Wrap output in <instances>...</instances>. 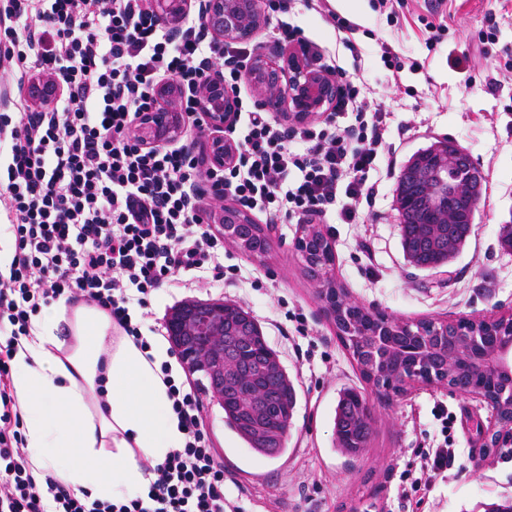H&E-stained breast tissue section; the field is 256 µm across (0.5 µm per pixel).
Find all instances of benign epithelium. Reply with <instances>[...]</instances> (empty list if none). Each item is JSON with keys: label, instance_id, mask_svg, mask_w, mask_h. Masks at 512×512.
<instances>
[{"label": "benign epithelium", "instance_id": "1", "mask_svg": "<svg viewBox=\"0 0 512 512\" xmlns=\"http://www.w3.org/2000/svg\"><path fill=\"white\" fill-rule=\"evenodd\" d=\"M155 16L173 33L180 34L184 17L197 10L202 34L212 41L248 42L261 28L263 15L259 0H149ZM242 78L253 88L255 106L263 112H276L293 125H304L333 110L340 94L336 76L323 64L318 50L304 41L272 42L256 47L249 62L241 67ZM183 89L169 80L156 89L155 103L142 112L136 134L142 144L158 147L177 142L183 135L180 103ZM195 108L208 127V139L201 144L198 159L203 169L215 171L233 162L236 142L224 135L232 129L238 110L236 95L224 83L222 66L209 72L204 92ZM483 176L460 151L439 144L412 158L402 171L397 204L404 224H472L481 198ZM214 223L252 224L250 214L221 203L211 209ZM329 283L316 285L322 315L336 322L339 310H363L339 287L335 274ZM180 315L181 332L170 337L186 371L202 374L216 404L232 401L244 415L248 431L263 439L275 433L272 418L265 409L269 392L277 385L283 369L279 359L268 357L259 378L245 373L232 342L261 334L250 311L234 301L184 303ZM411 332L408 323L387 319L376 331L385 348V359H402V349L394 337ZM448 371L491 375L512 380V333L493 346L483 347L474 340L444 350ZM465 396L482 399L492 409L494 427L490 447L512 443V403L509 408L489 401L484 393L455 389Z\"/></svg>", "mask_w": 512, "mask_h": 512}]
</instances>
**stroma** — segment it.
I'll list each match as a JSON object with an SVG mask.
<instances>
[{
	"label": "stroma",
	"mask_w": 512,
	"mask_h": 512,
	"mask_svg": "<svg viewBox=\"0 0 512 512\" xmlns=\"http://www.w3.org/2000/svg\"><path fill=\"white\" fill-rule=\"evenodd\" d=\"M331 5L356 24L360 61H353L312 0H288L280 22H265L245 48L251 53L257 44L284 40V26L296 27L326 66L346 69L368 111L388 114L391 150L373 175L377 192L371 205L360 207L359 223H342L332 212L322 227L335 251L338 283L366 308L403 321L512 310V249L501 242L503 226L512 225V0H408V10L398 17L374 10L373 0ZM433 23L445 30L432 46ZM483 31L489 40H480ZM385 42L399 57L422 60L423 69L385 63ZM477 68L484 78L468 86ZM444 138L468 153L485 183L460 252L447 264L422 269L402 249L396 186L412 156ZM300 233L297 224L274 225L272 247L260 257L225 247V265L240 267L242 279L163 285L144 321L145 330L164 337L167 315L180 302H239L294 384L296 407L279 456L252 452L225 423L222 409L206 404L226 497L244 512H484V504L512 501V456L486 451L494 417L484 401L423 385L384 400L363 379L319 311L316 288L294 248ZM295 313L302 315L305 333L296 332ZM345 387L359 390L373 407L371 441L355 456L335 445L336 403ZM440 405L454 418V448L471 458L439 475L422 504L403 502L404 479L418 473L421 449L442 441L433 416Z\"/></svg>",
	"instance_id": "1"
}]
</instances>
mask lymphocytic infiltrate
I'll list each match as a JSON object with an SVG mask.
<instances>
[{"label": "lymphocytic infiltrate", "mask_w": 512, "mask_h": 512, "mask_svg": "<svg viewBox=\"0 0 512 512\" xmlns=\"http://www.w3.org/2000/svg\"><path fill=\"white\" fill-rule=\"evenodd\" d=\"M199 25L187 15L174 36L147 0H0V68L12 71L17 88L42 77L61 90L43 110L21 96L0 113V206L15 238L9 271L0 274V512H240L224 496L203 401L169 364L161 371L184 443L151 465L146 496L114 503L78 497L51 473L35 477L10 361L32 317L55 302L102 309L138 339L134 310L163 284L223 280L224 233L209 222L202 178L273 223L303 224L336 208L354 224L360 200L374 194L369 176L387 115L367 112L351 81L340 101L353 125L331 118L288 134L269 113L248 111L236 161L210 175L186 146L143 147L136 117L152 106L160 81L181 84V110L198 127L194 101L210 68L248 58L245 49L207 41ZM421 456L404 498L429 490L456 461L447 440Z\"/></svg>", "instance_id": "lymphocytic-infiltrate-1"}]
</instances>
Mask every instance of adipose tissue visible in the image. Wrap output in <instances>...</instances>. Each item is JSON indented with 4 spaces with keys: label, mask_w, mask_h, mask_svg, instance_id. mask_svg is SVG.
Masks as SVG:
<instances>
[{
    "label": "adipose tissue",
    "mask_w": 512,
    "mask_h": 512,
    "mask_svg": "<svg viewBox=\"0 0 512 512\" xmlns=\"http://www.w3.org/2000/svg\"><path fill=\"white\" fill-rule=\"evenodd\" d=\"M64 324L68 346L58 335ZM147 342L141 349L85 304L33 318L11 361L33 468L93 499L145 494L152 476L141 458L161 462L184 442L160 371L173 360L169 346L159 336Z\"/></svg>",
    "instance_id": "adipose-tissue-1"
}]
</instances>
